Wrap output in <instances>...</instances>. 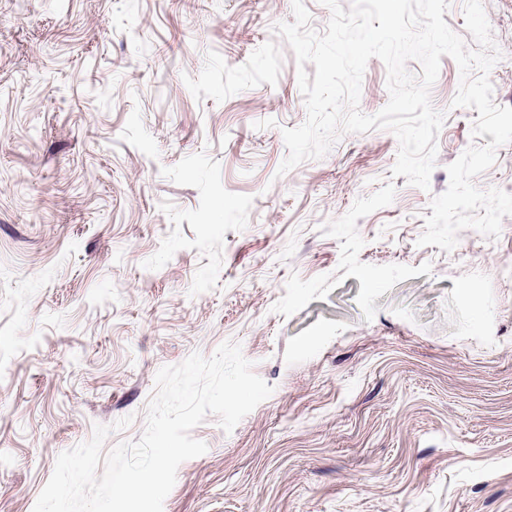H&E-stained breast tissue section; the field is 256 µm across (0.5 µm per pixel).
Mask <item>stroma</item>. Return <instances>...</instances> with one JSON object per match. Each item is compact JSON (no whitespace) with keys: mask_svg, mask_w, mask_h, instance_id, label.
Returning <instances> with one entry per match:
<instances>
[{"mask_svg":"<svg viewBox=\"0 0 512 512\" xmlns=\"http://www.w3.org/2000/svg\"><path fill=\"white\" fill-rule=\"evenodd\" d=\"M512 106V0H483ZM291 0H0V512L131 417L155 375L241 347L274 391L195 427L163 512H512V216L420 247L477 110L452 107L429 190L387 130L285 175L306 108L274 31ZM370 59L359 106L389 99Z\"/></svg>","mask_w":512,"mask_h":512,"instance_id":"obj_1","label":"stroma"}]
</instances>
